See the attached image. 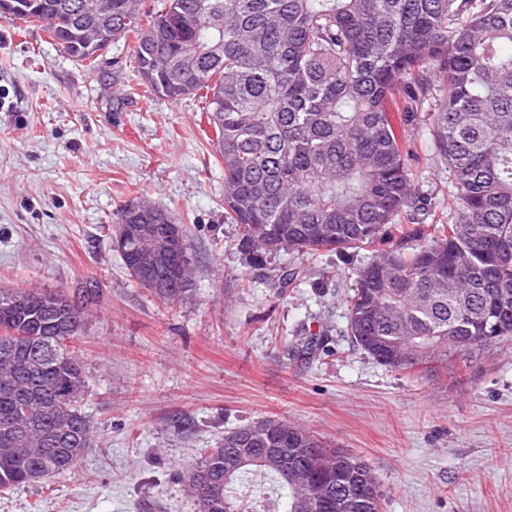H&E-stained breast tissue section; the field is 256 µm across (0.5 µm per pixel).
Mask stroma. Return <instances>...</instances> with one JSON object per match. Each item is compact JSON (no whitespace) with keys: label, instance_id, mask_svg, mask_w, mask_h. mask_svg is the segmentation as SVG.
<instances>
[{"label":"stroma","instance_id":"35a3bbf8","mask_svg":"<svg viewBox=\"0 0 512 512\" xmlns=\"http://www.w3.org/2000/svg\"><path fill=\"white\" fill-rule=\"evenodd\" d=\"M112 43L95 68L37 25L0 19V288L60 289L87 307L79 341L95 445L66 474L0 494V512H199L180 475L225 432L275 417L365 460L380 512H512V341L461 380L379 365L346 331L343 297L375 251L424 244L387 225L376 248L284 254L274 287L224 221V166L200 96L144 98ZM423 192L452 177L425 117L406 129ZM146 201L187 227L194 291L165 303L112 244ZM322 334L311 358L291 343Z\"/></svg>","mask_w":512,"mask_h":512}]
</instances>
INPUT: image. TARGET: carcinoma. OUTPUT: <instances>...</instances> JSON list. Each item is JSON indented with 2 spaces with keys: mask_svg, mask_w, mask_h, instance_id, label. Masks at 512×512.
Listing matches in <instances>:
<instances>
[{
  "mask_svg": "<svg viewBox=\"0 0 512 512\" xmlns=\"http://www.w3.org/2000/svg\"><path fill=\"white\" fill-rule=\"evenodd\" d=\"M37 23L64 54L80 49L91 20L81 0H41ZM112 41L134 35L129 69L143 96L179 101L204 91L224 164V219L248 266L326 249L362 250L383 227L426 210L404 147L424 112L434 159L452 175L448 219L429 243L386 251L360 269L345 297L347 333L397 372L460 373L512 338V0H111ZM118 222L152 223L158 210ZM171 240L160 298L191 292L185 225ZM59 300L83 327L87 303L63 290L0 289V488L74 469L93 447L81 410L88 393L80 334L65 336L45 303ZM57 349L45 359L47 346ZM35 395L26 406L14 389ZM25 417L26 434L8 431ZM193 469L201 512H241L235 485L260 472L279 490L253 512H378L369 465L312 432L274 419L234 430ZM250 449L241 459L239 449Z\"/></svg>",
  "mask_w": 512,
  "mask_h": 512,
  "instance_id": "obj_1",
  "label": "carcinoma"
}]
</instances>
